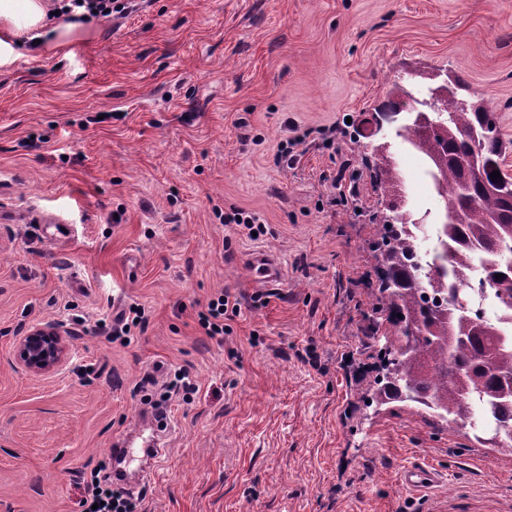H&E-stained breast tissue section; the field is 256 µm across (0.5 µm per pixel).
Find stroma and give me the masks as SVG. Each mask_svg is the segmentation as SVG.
I'll return each instance as SVG.
<instances>
[{
    "instance_id": "1",
    "label": "stroma",
    "mask_w": 512,
    "mask_h": 512,
    "mask_svg": "<svg viewBox=\"0 0 512 512\" xmlns=\"http://www.w3.org/2000/svg\"><path fill=\"white\" fill-rule=\"evenodd\" d=\"M18 52L0 68V512H80V471L138 424L136 384L179 367L199 392L173 403L138 512H512V456L369 403L378 198L333 200L368 182L394 79L419 98L412 74L456 70L512 141V0H140ZM392 147L409 208H432L420 156ZM232 206L266 234L220 220ZM264 251L271 288L245 263ZM221 290L240 311L218 340L197 313ZM132 302L147 326L109 342L97 321ZM47 323L71 357L35 376L12 351ZM413 462L447 482L406 491Z\"/></svg>"
}]
</instances>
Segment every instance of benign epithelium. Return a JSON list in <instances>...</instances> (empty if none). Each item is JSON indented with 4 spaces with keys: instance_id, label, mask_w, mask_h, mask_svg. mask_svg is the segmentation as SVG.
Returning <instances> with one entry per match:
<instances>
[{
    "instance_id": "1",
    "label": "benign epithelium",
    "mask_w": 512,
    "mask_h": 512,
    "mask_svg": "<svg viewBox=\"0 0 512 512\" xmlns=\"http://www.w3.org/2000/svg\"><path fill=\"white\" fill-rule=\"evenodd\" d=\"M69 351V342L61 327L35 325L19 338L14 358L25 371L44 374L61 367L69 359Z\"/></svg>"
}]
</instances>
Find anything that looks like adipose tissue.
Returning <instances> with one entry per match:
<instances>
[{"label": "adipose tissue", "mask_w": 512, "mask_h": 512, "mask_svg": "<svg viewBox=\"0 0 512 512\" xmlns=\"http://www.w3.org/2000/svg\"><path fill=\"white\" fill-rule=\"evenodd\" d=\"M59 0H0V67L15 62L20 43L57 46L77 29L76 23L59 24Z\"/></svg>", "instance_id": "1"}]
</instances>
